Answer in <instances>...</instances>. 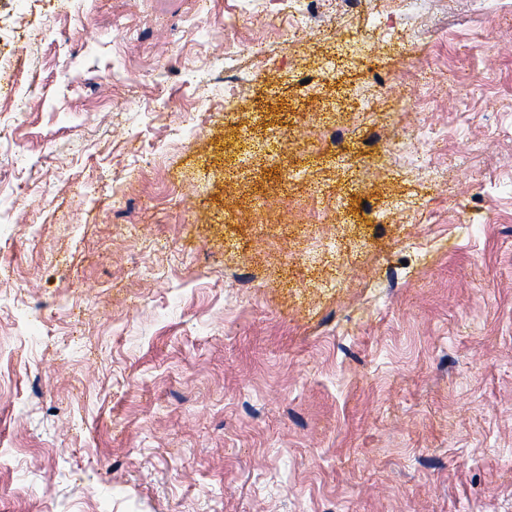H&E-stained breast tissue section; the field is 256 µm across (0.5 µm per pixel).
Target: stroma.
Segmentation results:
<instances>
[{"label": "stroma", "mask_w": 512, "mask_h": 512, "mask_svg": "<svg viewBox=\"0 0 512 512\" xmlns=\"http://www.w3.org/2000/svg\"><path fill=\"white\" fill-rule=\"evenodd\" d=\"M0 83V512H512L500 0H0Z\"/></svg>", "instance_id": "stroma-1"}]
</instances>
